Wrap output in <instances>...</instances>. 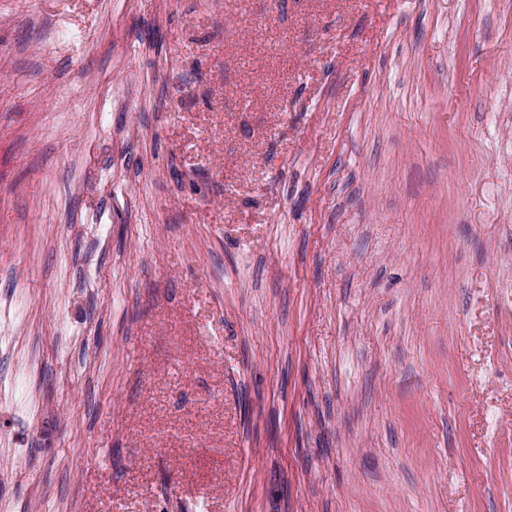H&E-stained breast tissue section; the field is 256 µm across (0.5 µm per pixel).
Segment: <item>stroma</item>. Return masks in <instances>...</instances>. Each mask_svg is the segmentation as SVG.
Here are the masks:
<instances>
[{
  "mask_svg": "<svg viewBox=\"0 0 512 512\" xmlns=\"http://www.w3.org/2000/svg\"><path fill=\"white\" fill-rule=\"evenodd\" d=\"M0 512H512V0H0Z\"/></svg>",
  "mask_w": 512,
  "mask_h": 512,
  "instance_id": "stroma-1",
  "label": "stroma"
}]
</instances>
